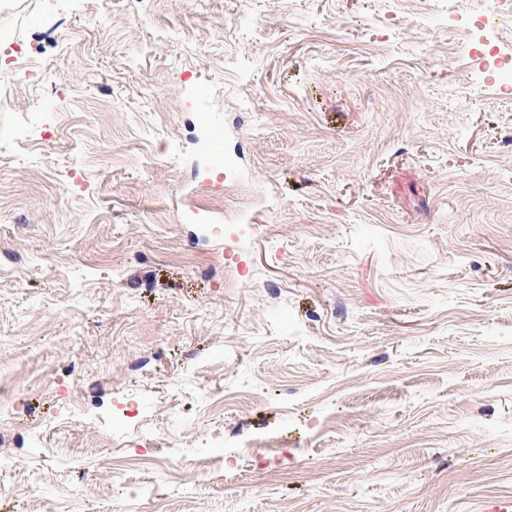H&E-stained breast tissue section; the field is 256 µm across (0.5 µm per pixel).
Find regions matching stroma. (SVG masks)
Segmentation results:
<instances>
[{
	"label": "stroma",
	"mask_w": 512,
	"mask_h": 512,
	"mask_svg": "<svg viewBox=\"0 0 512 512\" xmlns=\"http://www.w3.org/2000/svg\"><path fill=\"white\" fill-rule=\"evenodd\" d=\"M0 27L40 47L33 85L0 65V512L512 505V67L448 0ZM119 414L162 440L109 442ZM200 126L207 134L206 151L210 168L221 177L237 175L233 162L225 155L223 146V127L213 112H199Z\"/></svg>",
	"instance_id": "stroma-1"
}]
</instances>
